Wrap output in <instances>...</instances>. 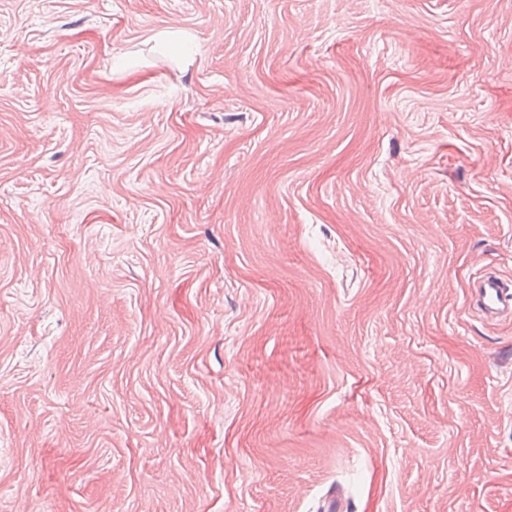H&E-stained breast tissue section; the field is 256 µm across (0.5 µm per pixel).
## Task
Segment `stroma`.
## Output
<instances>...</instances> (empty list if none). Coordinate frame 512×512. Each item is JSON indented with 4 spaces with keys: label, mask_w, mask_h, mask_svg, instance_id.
I'll use <instances>...</instances> for the list:
<instances>
[{
    "label": "stroma",
    "mask_w": 512,
    "mask_h": 512,
    "mask_svg": "<svg viewBox=\"0 0 512 512\" xmlns=\"http://www.w3.org/2000/svg\"><path fill=\"white\" fill-rule=\"evenodd\" d=\"M512 0H0V512H512ZM477 300L489 313L512 315V290L501 278L484 275L476 282Z\"/></svg>",
    "instance_id": "35a3bbf8"
}]
</instances>
